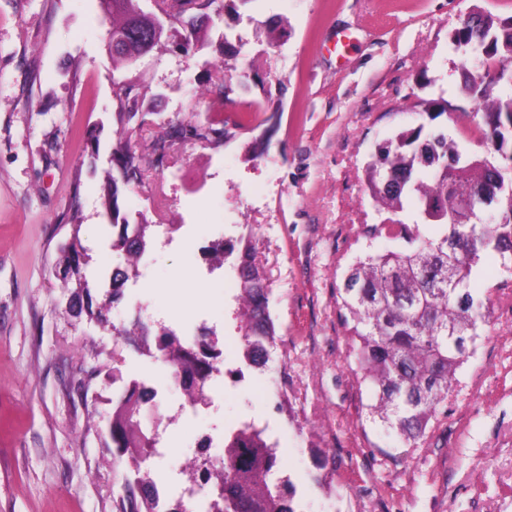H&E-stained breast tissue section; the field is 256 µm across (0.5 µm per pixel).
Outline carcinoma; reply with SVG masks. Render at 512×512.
<instances>
[{"label": "carcinoma", "instance_id": "carcinoma-1", "mask_svg": "<svg viewBox=\"0 0 512 512\" xmlns=\"http://www.w3.org/2000/svg\"><path fill=\"white\" fill-rule=\"evenodd\" d=\"M196 0H161L168 15L164 33L147 45L128 39L112 54L113 71L119 72L142 56L165 45L171 38L182 41L184 53L204 42L209 21L193 22L198 11L184 8ZM139 0H112L105 11L107 33L130 29L144 17ZM452 45L467 53L482 55L481 72L466 73L465 91L482 104L477 124L488 149L499 155L504 165L486 157L461 159L457 144L442 131L424 132V126L399 131L380 145L375 159L365 168L367 189L373 200L388 214L366 233L389 240H401L400 249L366 253L348 267L340 291L339 314L353 336L354 372L371 391L374 402L368 414L391 430L405 447L422 440L438 420L458 385V370L476 349L480 331L492 326L494 302L480 293L472 282L483 256L494 253L503 267L512 263V197H499V217L487 220L473 210L461 209L460 198L470 188L489 185L494 178L512 170V151L506 152L512 136L501 132L496 122L512 113V96L496 95L501 85L512 87V23L491 14L477 13L462 23ZM124 96L119 98L116 121L119 142L112 150L116 175L107 181L104 205L112 211L115 236L112 248L128 263L146 247L147 221L131 225L121 213L119 185L142 180L144 158L132 144L133 133L144 127L140 116L143 103L115 78ZM230 117L190 126L193 136L210 140L211 133L224 135ZM183 124H174L154 143L165 149L184 134ZM414 197L421 206L422 222L407 224L397 218L403 199ZM65 262L73 267L62 278L63 287L74 285L73 300H86L87 316L101 325L110 324L108 302L93 307L86 278L88 255L79 236L70 244ZM239 281L234 296L239 332L247 345L256 348L253 362L267 367L276 343V326L270 308L271 289L263 268L256 262L251 243H246L234 264ZM159 358L167 363L178 380L202 372L207 380L214 369L207 363L200 369L187 362V350L172 331L156 335ZM159 405H145L137 385L116 402L112 412V449L118 456L137 462L138 449L154 448L156 437L142 423L158 412ZM224 482L214 487L222 507L219 512H293L289 507L295 489L287 477H280L281 460L276 443L266 427L245 422L224 441Z\"/></svg>", "mask_w": 512, "mask_h": 512}]
</instances>
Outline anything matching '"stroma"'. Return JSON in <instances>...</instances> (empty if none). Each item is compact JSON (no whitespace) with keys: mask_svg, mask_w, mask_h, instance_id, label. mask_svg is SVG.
<instances>
[{"mask_svg":"<svg viewBox=\"0 0 512 512\" xmlns=\"http://www.w3.org/2000/svg\"><path fill=\"white\" fill-rule=\"evenodd\" d=\"M478 9L507 19L512 0H214L203 49L124 68L147 123L135 142L145 177L122 210L151 228L101 327L70 312L59 271L75 234L94 302L126 266L102 204L118 129L108 25L99 0H0V512H117L131 464L108 446L113 375L150 379L164 416L184 396L170 366L114 330L139 318L155 334L211 333L241 366L237 280L211 249L243 237L272 289L270 368L160 437L165 458L141 465L160 495L179 493L194 435L253 421L304 512H483L489 501L512 512V272L497 255L482 261L474 286L491 294L494 323L414 448L367 416L338 309L354 257L397 246L363 234L386 217L365 188L378 145L421 124L462 153L487 152L462 91L479 61L451 43ZM441 100L447 112L430 118L426 104ZM250 106L249 129L185 137L156 163L168 124Z\"/></svg>","mask_w":512,"mask_h":512,"instance_id":"stroma-1","label":"stroma"}]
</instances>
